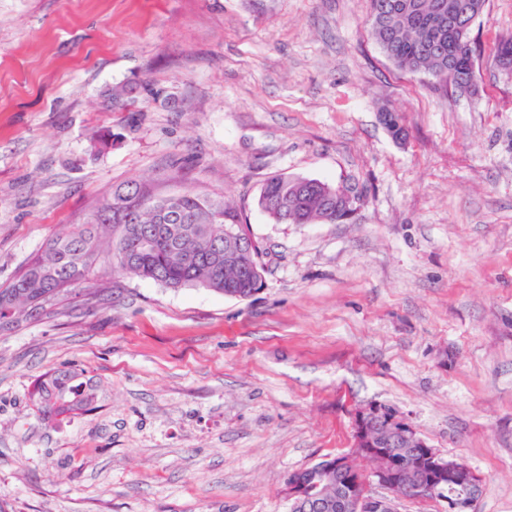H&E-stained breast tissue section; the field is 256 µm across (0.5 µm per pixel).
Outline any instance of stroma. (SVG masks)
<instances>
[{"mask_svg": "<svg viewBox=\"0 0 512 512\" xmlns=\"http://www.w3.org/2000/svg\"><path fill=\"white\" fill-rule=\"evenodd\" d=\"M369 11L0 0V285L131 179L224 194L267 269L242 301L100 262L1 331L7 512H289V475L350 452L371 401L481 477L475 512H512V0L473 24V96L396 68ZM275 174L365 195L277 224ZM64 368L95 399L51 420L29 394Z\"/></svg>", "mask_w": 512, "mask_h": 512, "instance_id": "stroma-1", "label": "stroma"}]
</instances>
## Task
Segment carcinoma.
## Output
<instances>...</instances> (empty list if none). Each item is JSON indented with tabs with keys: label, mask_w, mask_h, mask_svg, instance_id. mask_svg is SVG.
I'll return each mask as SVG.
<instances>
[{
	"label": "carcinoma",
	"mask_w": 512,
	"mask_h": 512,
	"mask_svg": "<svg viewBox=\"0 0 512 512\" xmlns=\"http://www.w3.org/2000/svg\"><path fill=\"white\" fill-rule=\"evenodd\" d=\"M462 7L446 25L434 16L448 0H370V27L377 44L400 70L432 76L460 95L478 92L474 81L475 50L457 41L461 29H471L485 0H460ZM495 62L512 72V37L499 41ZM258 206L277 224L339 223L345 200L333 187L316 179L275 175L266 179ZM237 235L224 241V226ZM247 239L263 254L243 224L236 207L214 193L184 190L156 196L138 180L112 190L87 220L68 233L49 239L39 255L7 286L0 288V330L19 314L30 317L72 286L84 283L97 253L112 250V268L151 280L167 288L195 286L222 294L230 288L244 296L264 285V275L251 282L212 259L213 249L233 247ZM93 394L75 376L59 371L39 383L31 400L43 412L57 416L82 411Z\"/></svg>",
	"instance_id": "carcinoma-1"
}]
</instances>
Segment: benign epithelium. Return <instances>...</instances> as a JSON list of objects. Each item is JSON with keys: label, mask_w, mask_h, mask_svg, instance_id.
<instances>
[{"label": "benign epithelium", "mask_w": 512, "mask_h": 512, "mask_svg": "<svg viewBox=\"0 0 512 512\" xmlns=\"http://www.w3.org/2000/svg\"><path fill=\"white\" fill-rule=\"evenodd\" d=\"M224 265L238 271L255 269L250 251L242 247L224 250ZM353 429L354 448L328 459L321 470L322 481L336 480V502L324 499L321 481L303 483L292 476L288 480V500L296 508L303 512H324L333 506L337 512H397L395 502L401 499H417L453 487L465 494L448 498V512H473L479 496L473 471L460 461L443 457L395 408L383 402L370 403L355 413ZM391 448L407 450L401 474L390 455ZM362 453L376 461L372 476L389 495L373 497L367 493L365 479L355 466V459Z\"/></svg>", "instance_id": "obj_1"}]
</instances>
